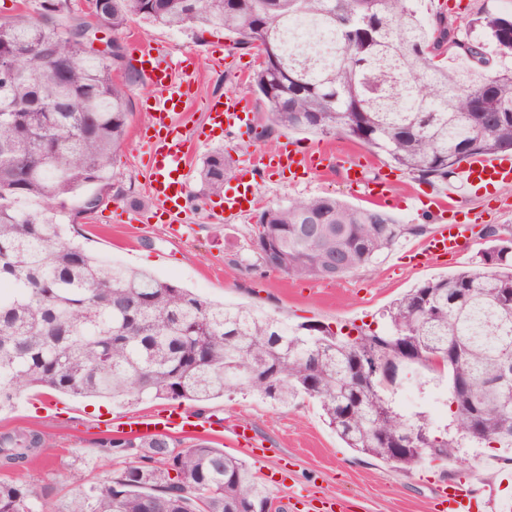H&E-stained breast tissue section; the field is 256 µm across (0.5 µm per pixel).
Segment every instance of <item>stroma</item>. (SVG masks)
Wrapping results in <instances>:
<instances>
[{
    "mask_svg": "<svg viewBox=\"0 0 512 512\" xmlns=\"http://www.w3.org/2000/svg\"><path fill=\"white\" fill-rule=\"evenodd\" d=\"M420 6L427 17L447 10L463 38L476 36V18L501 9L500 0H420ZM98 36L104 46L119 41L130 63L136 61L141 44L159 48L174 59L193 56L195 103L179 118L191 145L188 164L196 166L199 158L217 147L234 160L223 194L189 201L182 216L192 227L189 236L169 238L166 225L152 215L155 205L148 189L149 146L141 136L150 121L145 101L155 90L143 81L133 85L127 142L115 166L127 193L105 203L97 214L76 226L74 233L75 240L102 259L148 270L228 306L254 307L291 325L317 323L334 329L366 324L376 330L386 326L388 306L410 288L472 267L486 245L480 229L491 224L512 225V185L472 188L460 185L455 176L423 182L395 168L386 157L373 155L360 143L340 136L320 137L280 128L269 138H255V130L265 123V112L249 84L260 62L255 51L234 48L223 33H208L199 40L190 31L168 30L137 20L119 33L100 28ZM220 95L243 99L251 109V124L215 138L203 103ZM287 143L311 153L324 152L329 170L292 181L285 173L255 167L257 151H275ZM353 162L363 164L368 177L389 178L392 188L385 208L401 224L433 227L430 199L455 189L456 209L472 225L465 254L437 266L412 268L405 254L420 239L411 235L386 252L376 267L335 281L298 279L269 271L253 253V214L231 222L218 219L225 195L244 187L254 193L259 207L317 195L366 205L360 190L349 187L340 177L343 167ZM165 407L162 401L128 406L28 391L14 406L0 411V435L19 429L37 430L45 433L46 445L28 463L0 468V481L27 485L49 507H60L76 485L112 476L115 465L105 457L100 445L103 435L94 428L98 419L155 413ZM184 407L195 414L222 415L224 431L213 436V443L249 463L259 477L267 480L277 471L287 470V480L272 487V512H302L304 500L326 497L345 499L350 512H435L436 489L443 481L473 486L474 501L484 505V512H504L512 497V462L506 461L501 450L493 452L465 443L452 463L435 461L403 472L348 448L313 402L283 407L253 394L234 393L206 402L188 401ZM239 423L253 427L265 450L263 457L254 458L249 449L235 445L232 430Z\"/></svg>",
    "mask_w": 512,
    "mask_h": 512,
    "instance_id": "obj_1",
    "label": "stroma"
}]
</instances>
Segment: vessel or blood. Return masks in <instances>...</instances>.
Segmentation results:
<instances>
[{
	"instance_id": "b4317fda",
	"label": "vessel or blood",
	"mask_w": 512,
	"mask_h": 512,
	"mask_svg": "<svg viewBox=\"0 0 512 512\" xmlns=\"http://www.w3.org/2000/svg\"><path fill=\"white\" fill-rule=\"evenodd\" d=\"M138 64L141 75L157 91L156 96L146 102L152 132L150 181L158 217L161 222L171 225L178 222L188 205L186 164L189 145L174 117L194 100L193 72L190 68H183L181 79H174L168 58L151 47L140 49ZM206 110L212 129L223 132L246 124L249 119L247 106L236 97L210 98ZM259 162L273 171H287L295 179L302 177L306 171L317 169L323 164L324 158L291 148L260 154ZM345 179L353 187L367 185L369 200L383 203L389 198V181L384 179L365 184L363 170L358 165L346 167ZM459 179L467 185L476 182L511 185L512 155L491 154L472 158L460 169ZM450 208L451 204L446 198L435 200L434 212L439 215L440 221L433 232L413 248L411 255L416 266L437 265L447 257H456L465 252L470 226L463 222L443 221V213ZM97 426L103 431L116 433L148 435L177 432L193 435L223 431L224 420L216 414L198 417L181 408H168L154 415L130 414L101 420ZM469 497V489L457 487L450 492H441L440 505L443 512H466Z\"/></svg>"
}]
</instances>
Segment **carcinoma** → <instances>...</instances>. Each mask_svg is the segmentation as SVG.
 Returning <instances> with one entry per match:
<instances>
[{
    "label": "carcinoma",
    "instance_id": "1",
    "mask_svg": "<svg viewBox=\"0 0 512 512\" xmlns=\"http://www.w3.org/2000/svg\"><path fill=\"white\" fill-rule=\"evenodd\" d=\"M98 23L140 19L234 47L256 40L268 62L252 89L265 106L260 137L277 128L343 136L420 180H446L473 157L512 150V12L476 19L462 50L443 12L418 0H99ZM73 0L0 19V54L15 63L0 82V410L27 390L107 399L207 401L237 392L286 406L317 403L350 448L411 471L456 459L448 429L393 402L398 377L373 370L417 364L448 379L457 440L492 447L512 433V402L492 386L512 352V239L486 233L478 265L426 281L386 310L388 326L357 335L291 326L244 306L203 298L144 269L99 259L71 235L109 198L125 144L129 85L141 75L124 50L87 55ZM234 161L217 148L197 168L200 196L224 191ZM72 197L66 210L56 205ZM256 223L274 251L262 265L323 280L367 268L422 224L331 195L268 204ZM45 444L41 433L0 436L8 463ZM110 458L144 449L111 480L76 489L61 512H266L272 491L251 467L208 441L181 451L168 434L101 442ZM0 512H50L24 484L0 482Z\"/></svg>",
    "mask_w": 512,
    "mask_h": 512
}]
</instances>
